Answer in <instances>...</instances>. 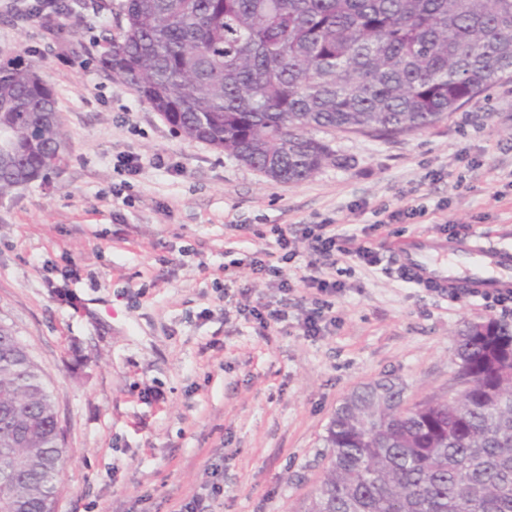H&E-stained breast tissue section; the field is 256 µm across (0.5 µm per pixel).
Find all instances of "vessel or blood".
Listing matches in <instances>:
<instances>
[{
  "mask_svg": "<svg viewBox=\"0 0 512 512\" xmlns=\"http://www.w3.org/2000/svg\"><path fill=\"white\" fill-rule=\"evenodd\" d=\"M399 277L443 297L491 299L512 294V242L424 234L394 253Z\"/></svg>",
  "mask_w": 512,
  "mask_h": 512,
  "instance_id": "obj_1",
  "label": "vessel or blood"
}]
</instances>
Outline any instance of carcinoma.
<instances>
[{
	"label": "carcinoma",
	"mask_w": 512,
	"mask_h": 512,
	"mask_svg": "<svg viewBox=\"0 0 512 512\" xmlns=\"http://www.w3.org/2000/svg\"><path fill=\"white\" fill-rule=\"evenodd\" d=\"M121 14L106 69L185 137L288 184L339 162L314 130L420 131L512 77V0H125ZM55 113L34 65L0 66V195L58 169ZM455 356L460 396L402 409L403 386L373 383L336 408L304 512H512V330L470 324ZM57 424L43 369L0 323V512H53Z\"/></svg>",
	"instance_id": "1"
}]
</instances>
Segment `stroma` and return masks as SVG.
<instances>
[{
  "mask_svg": "<svg viewBox=\"0 0 512 512\" xmlns=\"http://www.w3.org/2000/svg\"><path fill=\"white\" fill-rule=\"evenodd\" d=\"M123 2L66 18L62 41L20 16L24 0L0 7V62L38 68L66 143L59 170L0 197V322L44 369L68 450L55 512H176L198 497L213 512H299L345 397L386 379L411 402L455 394L454 336L512 325V301L441 297L393 265L396 246L451 224L512 237V79L420 132H319L342 164L284 184L177 133L104 69ZM129 153L134 174L117 165ZM384 206L417 214L375 225ZM326 218L380 262H337L336 324L307 336L306 228ZM276 226L296 251L285 294L250 267ZM261 304L286 310V327L260 336L236 312Z\"/></svg>",
  "mask_w": 512,
  "mask_h": 512,
  "instance_id": "obj_1",
  "label": "stroma"
}]
</instances>
